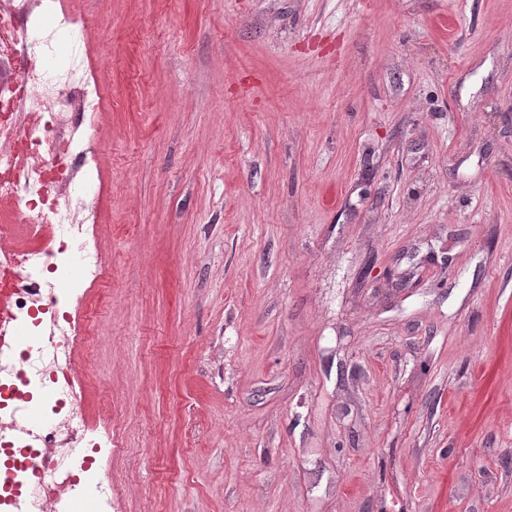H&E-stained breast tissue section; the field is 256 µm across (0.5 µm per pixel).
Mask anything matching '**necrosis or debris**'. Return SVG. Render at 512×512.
Here are the masks:
<instances>
[{
  "mask_svg": "<svg viewBox=\"0 0 512 512\" xmlns=\"http://www.w3.org/2000/svg\"><path fill=\"white\" fill-rule=\"evenodd\" d=\"M82 27L60 0H0V199L17 203L29 229L50 226L53 240L20 250L0 227V295L24 335L0 361V512H65L81 482L106 479L94 467L102 441L76 410L82 388L61 363L88 334L69 314L81 303L68 287L72 258L86 283L105 275L93 207L104 95ZM62 47L65 63L52 66ZM38 395L54 421L28 431L20 418Z\"/></svg>",
  "mask_w": 512,
  "mask_h": 512,
  "instance_id": "obj_1",
  "label": "necrosis or debris"
}]
</instances>
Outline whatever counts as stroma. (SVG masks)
<instances>
[{"instance_id":"stroma-1","label":"stroma","mask_w":512,"mask_h":512,"mask_svg":"<svg viewBox=\"0 0 512 512\" xmlns=\"http://www.w3.org/2000/svg\"><path fill=\"white\" fill-rule=\"evenodd\" d=\"M112 512H512V0H62Z\"/></svg>"}]
</instances>
